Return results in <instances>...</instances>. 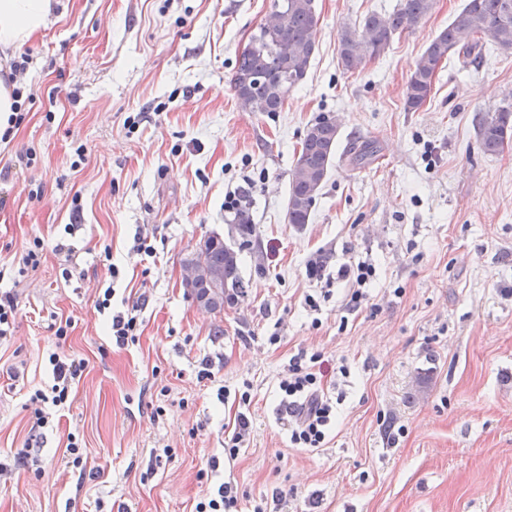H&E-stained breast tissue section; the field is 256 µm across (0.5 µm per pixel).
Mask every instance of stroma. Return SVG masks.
Instances as JSON below:
<instances>
[{"label": "stroma", "mask_w": 512, "mask_h": 512, "mask_svg": "<svg viewBox=\"0 0 512 512\" xmlns=\"http://www.w3.org/2000/svg\"><path fill=\"white\" fill-rule=\"evenodd\" d=\"M397 2L314 0L316 52L274 114L245 109L229 84L272 0H59L11 51L30 61L27 117L0 142V293L17 304L0 341V462L12 466L0 512H194L225 482L239 512H512V146L487 155L476 134L512 103V53L451 57L426 104L405 111L416 59L464 0H436L343 72L341 30ZM323 115L340 147L366 139L378 153L335 159L299 228L286 218L290 169ZM231 190L251 196L247 247L224 209ZM213 234L241 248L246 285L218 315L197 308L181 267ZM36 238L39 267L18 272ZM359 258L375 275L350 312L336 271ZM131 308L137 340L116 345L108 323ZM302 351L319 354L336 407L318 448L294 447L281 404ZM53 353L86 368L40 426L31 398L53 384ZM242 416L232 458L224 443ZM29 446L37 464L15 465Z\"/></svg>", "instance_id": "35a3bbf8"}]
</instances>
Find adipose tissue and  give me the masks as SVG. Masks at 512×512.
I'll return each mask as SVG.
<instances>
[{"label": "adipose tissue", "mask_w": 512, "mask_h": 512, "mask_svg": "<svg viewBox=\"0 0 512 512\" xmlns=\"http://www.w3.org/2000/svg\"><path fill=\"white\" fill-rule=\"evenodd\" d=\"M57 0H0V48L15 49L47 27Z\"/></svg>", "instance_id": "1"}]
</instances>
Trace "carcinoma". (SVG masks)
<instances>
[{
  "label": "carcinoma",
  "instance_id": "cac0c4a2",
  "mask_svg": "<svg viewBox=\"0 0 512 512\" xmlns=\"http://www.w3.org/2000/svg\"><path fill=\"white\" fill-rule=\"evenodd\" d=\"M314 0H288V16L283 26L284 40L274 39L259 27L237 56L230 85L237 98L251 105L254 112L280 111L305 79L316 49L319 18ZM435 0H400L394 9L372 12L363 19V33L344 28L338 40L339 64L346 73H356L365 63L380 56L395 36L410 30L433 9ZM490 38L500 50H512V0H466L446 29L441 31L416 60L404 90V110L416 112L427 102L437 72L451 56L471 63L481 58L480 36ZM319 117L308 125L301 149L290 170L288 181V223H308L312 206L320 194L335 156L339 129L323 127ZM481 150L500 153L505 137H512V104L478 121ZM377 152L370 141L353 142L350 162L361 165ZM203 263L189 256L183 266H196V274L186 282L189 296L206 299L205 310L219 313L224 302L245 295L239 274L238 254L223 241H205Z\"/></svg>",
  "mask_w": 512,
  "mask_h": 512
}]
</instances>
